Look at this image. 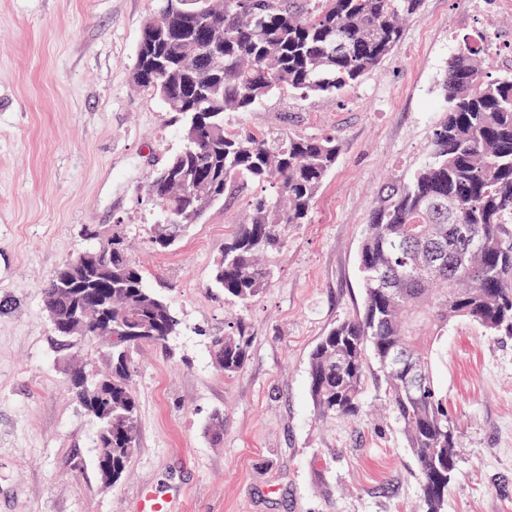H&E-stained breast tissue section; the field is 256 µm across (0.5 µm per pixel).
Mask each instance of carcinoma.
<instances>
[{
  "label": "carcinoma",
  "mask_w": 512,
  "mask_h": 512,
  "mask_svg": "<svg viewBox=\"0 0 512 512\" xmlns=\"http://www.w3.org/2000/svg\"><path fill=\"white\" fill-rule=\"evenodd\" d=\"M421 0H159L153 15L180 10L174 29L140 38L133 82L199 138L183 141L151 175L161 220L150 225L157 252L173 248L198 205L235 188L266 184L237 232L224 242L212 280L224 296L247 302L269 287L263 256L283 247L288 226L310 221L315 199L336 165L333 133L274 136L230 128L224 114L247 112L275 91L336 95L375 70L399 42ZM481 38L451 60L448 109L427 160L407 180L381 187L359 254L364 296L358 312L320 338L309 361V390L321 419L355 418L371 366L417 466L422 512H444L461 446L445 395L435 383L431 349L458 319L488 336H512V71L485 76ZM44 304L59 342L94 346L101 372L73 367L75 401L112 430L98 428L96 462L115 484L137 446L134 353L163 346L180 321L146 283L127 229L112 225L84 264L53 274ZM243 323L211 337L209 355L225 374L244 365Z\"/></svg>",
  "instance_id": "1"
}]
</instances>
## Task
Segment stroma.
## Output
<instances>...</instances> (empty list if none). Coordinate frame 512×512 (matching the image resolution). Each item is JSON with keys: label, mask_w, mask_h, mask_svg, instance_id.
I'll return each mask as SVG.
<instances>
[{"label": "stroma", "mask_w": 512, "mask_h": 512, "mask_svg": "<svg viewBox=\"0 0 512 512\" xmlns=\"http://www.w3.org/2000/svg\"><path fill=\"white\" fill-rule=\"evenodd\" d=\"M156 0H0V512H134L143 484L170 512H415L416 463L377 378L365 411L317 416L308 364L320 336L361 306L359 252L376 191L427 158L447 103L448 62L485 37L489 73L512 69V12L422 0L376 70L335 97L271 95L233 128L336 133L341 152L311 219L267 257L273 280L246 303L212 283L214 263L262 185L214 204L170 251H154L150 174L182 146L180 124L131 70ZM125 225L147 283L181 321L167 345L136 355L138 445L104 485L96 424L71 397L43 293L87 245ZM244 321V367L225 375L209 339ZM461 452L446 512H512V337L460 320L434 348ZM224 415V434L209 430Z\"/></svg>", "instance_id": "35a3bbf8"}]
</instances>
